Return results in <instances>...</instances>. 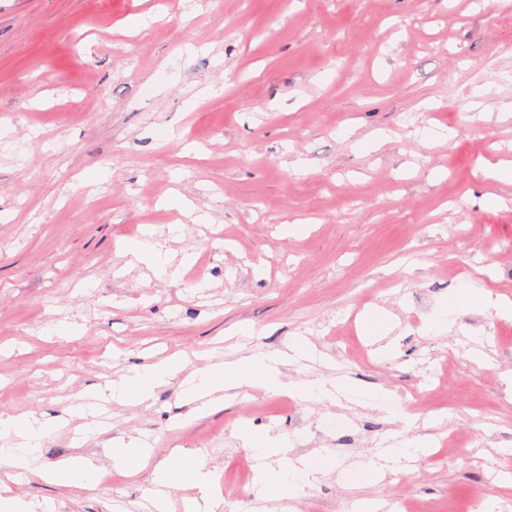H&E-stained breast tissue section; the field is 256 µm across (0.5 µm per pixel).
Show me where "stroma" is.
I'll return each mask as SVG.
<instances>
[{
	"label": "stroma",
	"instance_id": "35a3bbf8",
	"mask_svg": "<svg viewBox=\"0 0 512 512\" xmlns=\"http://www.w3.org/2000/svg\"><path fill=\"white\" fill-rule=\"evenodd\" d=\"M138 14L152 23L122 32ZM509 103L512 0H0V414L68 417L44 463L105 459L119 436L152 445L113 487L64 493L19 471L8 496L35 512H148L156 462L190 448L230 512H249L255 461L236 436L248 426L331 460L299 512L360 498L475 512L490 496L512 512V320L467 309L447 333L428 329L460 289L512 299V182L486 174L512 161ZM425 127L455 136L433 144ZM97 170L105 180L84 184ZM292 222L305 233L281 236ZM145 224L167 276L123 251ZM373 308L395 321L394 352L362 331ZM292 336L314 354L289 380L355 390L331 404L245 389L198 417L174 383L145 405L68 414L148 360L178 353L192 371ZM424 435L453 437L449 457L352 478Z\"/></svg>",
	"mask_w": 512,
	"mask_h": 512
}]
</instances>
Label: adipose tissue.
<instances>
[{
	"label": "adipose tissue",
	"instance_id": "obj_1",
	"mask_svg": "<svg viewBox=\"0 0 512 512\" xmlns=\"http://www.w3.org/2000/svg\"><path fill=\"white\" fill-rule=\"evenodd\" d=\"M312 347L308 341L293 338L282 348L230 356L193 372H186V360L171 356L158 362L136 366L104 389L86 393L87 410H95L99 402L143 405L156 390L174 379H181L182 393L196 402L198 411H206L224 399L237 396L244 388L267 392H290L320 402L335 400L347 388L341 378L318 377L298 383L286 381L284 370L309 359ZM51 431L50 426L36 415L10 416L0 419V432L15 434L21 442L14 448H0V471L25 470L68 490H97L104 471L99 462L89 457L67 458L48 470H39L36 461L41 441ZM244 446L258 460L256 466L255 512H267L268 503H277L280 512H291L305 487L331 470L329 458L320 453L292 456L287 440L278 434L240 427L237 431ZM152 496L156 512H164L166 497L171 489L188 485L197 488L198 496L186 501V512H219L223 497L215 487L214 476L205 460L192 449L177 448L159 461L152 473Z\"/></svg>",
	"mask_w": 512,
	"mask_h": 512
}]
</instances>
